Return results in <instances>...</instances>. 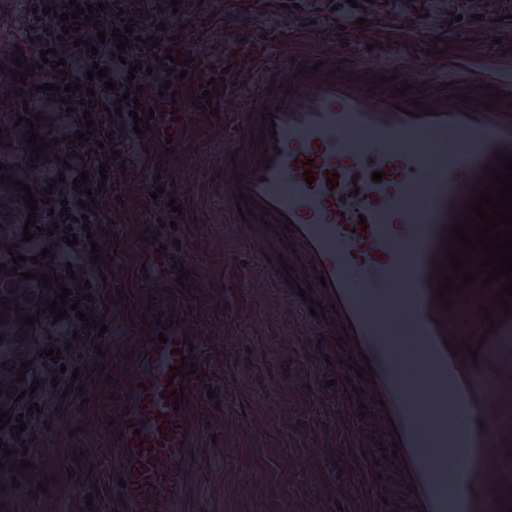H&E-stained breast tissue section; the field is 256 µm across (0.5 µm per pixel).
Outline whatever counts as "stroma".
Wrapping results in <instances>:
<instances>
[{
  "label": "stroma",
  "instance_id": "stroma-1",
  "mask_svg": "<svg viewBox=\"0 0 512 512\" xmlns=\"http://www.w3.org/2000/svg\"><path fill=\"white\" fill-rule=\"evenodd\" d=\"M450 10L448 0H388L365 12V25L352 22L340 31L321 18L311 34L341 50L369 45L377 53L393 48L409 55L422 43L453 59H492L512 44V0H473L453 24ZM187 11L173 51L187 61L190 117L172 131V143L133 144L134 162L117 172L96 227L102 254L113 257L97 290L108 309L107 354L98 357V348L85 342L75 348L81 394L30 432L36 477L47 485L0 490V512H122L112 484L121 432L116 396L143 362V317L159 312L190 322L207 344L199 360L206 391L188 411L193 440L185 482L168 512H336L342 483L356 478L350 469L328 466L318 449L329 410L312 392L316 376L293 377L303 339L288 328L287 298L241 248L237 230L224 221L223 203L208 191L223 167V116L237 108L235 90L253 79L249 61L275 55L279 40L297 35L299 24L255 0H188ZM253 28L268 30L271 39L248 38ZM228 60L233 67L216 117L198 90ZM157 176L174 182L182 204L172 228L152 221L149 183ZM159 245L173 269L189 271V292L174 278L142 273ZM118 288L125 299L110 303Z\"/></svg>",
  "mask_w": 512,
  "mask_h": 512
}]
</instances>
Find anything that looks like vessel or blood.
Here are the masks:
<instances>
[{"label":"vessel or blood","mask_w":512,"mask_h":512,"mask_svg":"<svg viewBox=\"0 0 512 512\" xmlns=\"http://www.w3.org/2000/svg\"><path fill=\"white\" fill-rule=\"evenodd\" d=\"M377 76L382 84H374ZM406 82L410 90L397 95ZM492 86L502 99L490 100ZM510 93L506 54L476 71L458 60L373 58L291 39L255 67L252 83L237 92L239 110L224 124L226 163L212 187L244 243L261 242V268L287 295L308 342L320 344L314 372L339 380L329 402L344 433L331 458L356 462L355 492L371 512H500V489L512 482V428L502 423L512 399L487 391L489 376L512 375V348L500 349L512 338V316L493 309L494 330L490 320L460 323L435 301L434 268L445 258V231L483 168L512 152ZM408 100L422 102L427 114L401 112ZM268 112L273 122L265 121ZM270 126L275 136L262 137ZM448 138L455 153L431 166L429 143ZM376 170L382 182L372 181ZM302 286L309 289L304 298ZM491 299V289L475 283L455 304ZM314 301L324 315L310 313ZM400 319L413 331V347L393 334ZM151 332L165 339L147 344L139 384L118 403L121 420L132 423L115 445L129 512H155L180 496L190 429L170 390L196 393L202 385L193 375L170 376L202 338L188 337L178 322ZM464 340L477 348L476 359L453 355L452 345ZM361 355L372 379L349 374L347 359ZM398 441L395 460H377V446Z\"/></svg>","instance_id":"1"}]
</instances>
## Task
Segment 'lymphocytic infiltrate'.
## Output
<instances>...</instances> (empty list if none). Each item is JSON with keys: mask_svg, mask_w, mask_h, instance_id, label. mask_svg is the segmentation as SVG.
Here are the masks:
<instances>
[{"mask_svg": "<svg viewBox=\"0 0 512 512\" xmlns=\"http://www.w3.org/2000/svg\"><path fill=\"white\" fill-rule=\"evenodd\" d=\"M70 0H28L29 7L43 8L55 7V14L42 16L41 20L31 23V32L35 38L34 44L29 45L28 51L32 61H40L41 51L47 49L56 50L58 57L66 63L65 75H58L51 64H42L38 71L40 83L79 84L76 92L59 95L53 91L49 97L57 101V110L47 115L46 120L53 126L62 128L68 139L65 151L71 152V170H64L61 161H54L50 176L55 180V193L52 198V208L67 206V215L44 217V224L54 225L53 235L44 236L45 247L51 250L53 257L48 262L49 269L55 270L60 276L61 283L72 291L88 295L89 283L99 280L97 268L86 262V256L91 250L90 241L83 231V224H98L102 221V206L94 204L91 214H84L81 205L88 201L86 194L77 192L72 187V182L80 171H88L89 188H97L101 176L99 174L100 162H108L110 168H118V160H112L111 150H118L121 158L128 157L129 148L136 141L137 136L133 130L134 123L129 115H116L115 110L118 100L123 94H137L139 86H152L158 90L159 95L150 101V108L156 109L162 103L170 102V95L162 91L164 82H171L174 89H182L181 81H169L167 68L162 62L165 56V48L171 41V37L179 20L178 15L171 10L157 11L154 7L155 0H145L143 14L138 19L134 33L138 40L131 49L125 50L122 56H115L116 44L111 36L113 29L121 27L122 22L117 16L124 0H105L106 10L95 13L93 24H81L79 31L62 32V23L59 19ZM106 33L105 41H98V33ZM153 37L160 42V49H152L145 42L146 37ZM139 64L137 72H130L132 64ZM100 65L108 70L107 78H112L116 83L115 89L108 90L104 87L105 78L87 79L86 72L92 65ZM83 103L85 109L90 110L94 124L91 128L90 141L77 140L76 132L80 128L78 115L74 111L76 103ZM73 230L78 242L75 245H67L63 239L66 230ZM87 326L76 315H69L48 329L47 336L41 337V349L53 348L60 350V360L52 358H38L35 377L39 386L34 394L26 396V404H38V411L24 414L25 423H33L38 418V412L48 409L59 402L66 385L72 384L71 373L61 372V365H72L74 353L71 343L74 337H86Z\"/></svg>", "mask_w": 512, "mask_h": 512, "instance_id": "f902f5d3", "label": "lymphocytic infiltrate"}]
</instances>
